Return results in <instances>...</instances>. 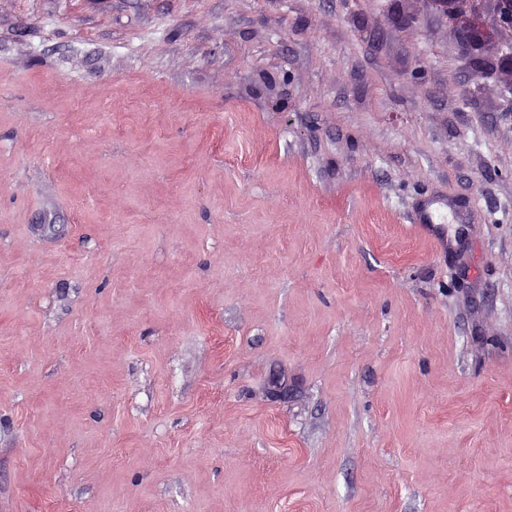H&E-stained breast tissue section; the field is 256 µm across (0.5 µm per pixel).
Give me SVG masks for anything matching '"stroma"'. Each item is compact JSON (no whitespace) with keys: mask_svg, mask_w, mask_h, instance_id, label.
Returning <instances> with one entry per match:
<instances>
[{"mask_svg":"<svg viewBox=\"0 0 512 512\" xmlns=\"http://www.w3.org/2000/svg\"><path fill=\"white\" fill-rule=\"evenodd\" d=\"M424 0H0V512H512V73Z\"/></svg>","mask_w":512,"mask_h":512,"instance_id":"1","label":"stroma"}]
</instances>
